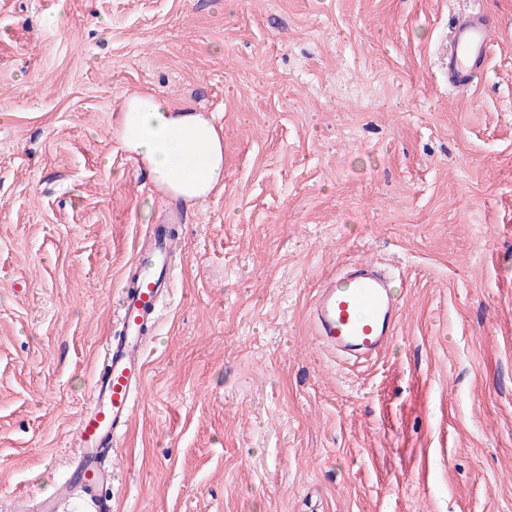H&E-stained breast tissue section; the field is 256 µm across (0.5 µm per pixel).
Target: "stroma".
<instances>
[{"mask_svg":"<svg viewBox=\"0 0 512 512\" xmlns=\"http://www.w3.org/2000/svg\"><path fill=\"white\" fill-rule=\"evenodd\" d=\"M480 7L481 83L442 46ZM213 118L224 182L159 196L124 100ZM186 215L112 512H512V0H0V512L47 495L135 245ZM371 258L403 318L315 346L320 281ZM498 31L496 20L480 9H469L457 17L445 44L450 89L465 90L479 80Z\"/></svg>","mask_w":512,"mask_h":512,"instance_id":"stroma-1","label":"stroma"}]
</instances>
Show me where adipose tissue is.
<instances>
[{
    "label": "adipose tissue",
    "instance_id": "ef3b65f1",
    "mask_svg": "<svg viewBox=\"0 0 512 512\" xmlns=\"http://www.w3.org/2000/svg\"><path fill=\"white\" fill-rule=\"evenodd\" d=\"M119 135L126 153L146 164L173 197L202 199L224 179L222 139L202 113L172 110L159 97H135L122 113Z\"/></svg>",
    "mask_w": 512,
    "mask_h": 512
}]
</instances>
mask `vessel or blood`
<instances>
[{"mask_svg": "<svg viewBox=\"0 0 512 512\" xmlns=\"http://www.w3.org/2000/svg\"><path fill=\"white\" fill-rule=\"evenodd\" d=\"M499 31L496 20L478 9L461 13L445 44L448 86L465 90L482 75ZM181 215L169 216L146 232L135 253V284L121 293L119 333L106 344L105 375L94 380L76 427L78 453L68 477L48 496L20 502L17 512H58L63 500L80 499L89 512H112V470L105 459L127 431L145 392L148 333L171 292V260L179 241L170 231ZM402 309L389 275L377 262L356 259L322 279L309 306L313 334L327 351L347 359L373 358L394 337Z\"/></svg>", "mask_w": 512, "mask_h": 512, "instance_id": "vessel-or-blood-1", "label": "vessel or blood"}]
</instances>
